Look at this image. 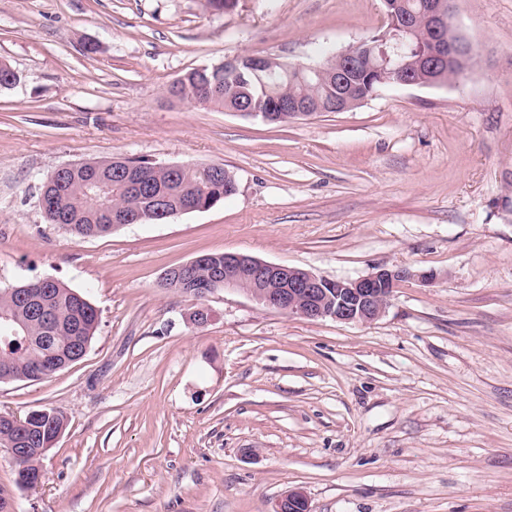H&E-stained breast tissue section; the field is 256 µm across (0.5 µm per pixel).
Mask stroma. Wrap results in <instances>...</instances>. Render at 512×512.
<instances>
[{
	"label": "stroma",
	"instance_id": "stroma-1",
	"mask_svg": "<svg viewBox=\"0 0 512 512\" xmlns=\"http://www.w3.org/2000/svg\"><path fill=\"white\" fill-rule=\"evenodd\" d=\"M386 23L382 0H0L19 77L0 89V285L52 278L99 310L81 360L0 383V413L66 417L34 488L0 448L18 512H274L291 490L312 512H512V0H456L486 59L459 87L278 125L166 95L240 54L316 66ZM115 156L219 164L237 190L101 237L47 223L52 170ZM224 251L436 278L368 324L163 286Z\"/></svg>",
	"mask_w": 512,
	"mask_h": 512
}]
</instances>
